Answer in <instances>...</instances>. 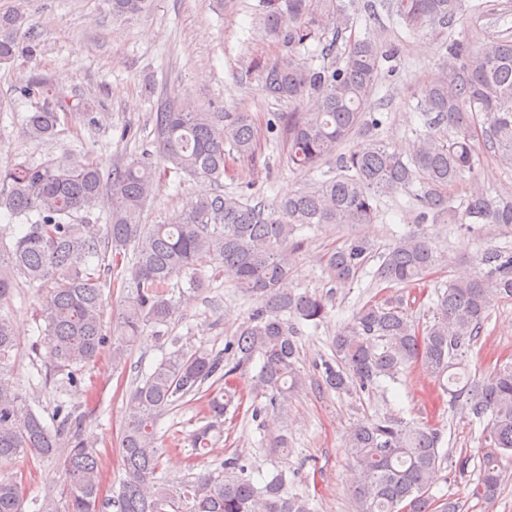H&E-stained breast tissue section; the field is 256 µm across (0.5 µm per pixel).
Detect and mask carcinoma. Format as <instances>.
<instances>
[{"mask_svg": "<svg viewBox=\"0 0 512 512\" xmlns=\"http://www.w3.org/2000/svg\"><path fill=\"white\" fill-rule=\"evenodd\" d=\"M106 2L112 17L130 20L154 0ZM388 7L407 30L437 36L451 32L470 11L468 0H388ZM349 8L344 0H262L264 29L288 54L252 65L267 97L296 108L272 113L266 125L287 146L288 164L297 171L329 164L336 174L328 179L271 203L221 191L204 194L177 224L144 223L147 202L170 174L219 185L230 174L227 157L251 164L259 158L260 136L250 113L211 112L187 96L150 114L155 149L115 163L106 178L85 157L0 165V210L22 221L18 234L0 228V463L58 462L62 483L48 489L38 512H57L59 496L67 512H103L107 502L101 498L97 442L86 433L82 415L59 404L57 426H47L11 374L18 349L11 302L20 284L41 290L40 342L50 348L45 376L74 386L108 344L113 368H125L146 330L180 313L175 290L182 283L197 294L221 272L232 275L237 288L259 300L228 345L236 361L177 349L136 381L120 439L124 478L113 503L117 512H311L307 500L285 490L283 473L258 487L236 455L224 459L217 473L168 483L158 477L157 420L190 395L204 397L205 424L189 434L188 443L191 454H205L235 399L229 381L255 358L260 368L251 383L255 399L265 402L254 406L253 420L287 406L302 384L289 319L317 325L328 307L326 298L288 287L301 245L297 231L314 224H369L379 198L416 184L423 222L512 229L511 195L474 193L457 207L448 198V188L476 169L478 141L501 166L512 168V38L481 43L473 60L466 43L448 38L442 76L417 94L425 131L404 157L378 136L382 121L370 109L391 52L367 36L349 41L338 59L318 67L299 55L315 41L329 56L351 28ZM39 51L40 35L25 8L0 13V64ZM16 92L35 103L21 119L30 140L56 137L65 114L91 127L98 123L94 113L69 103L40 78L22 81ZM442 126L448 135L438 132ZM354 136L360 145L345 150ZM97 210L106 222L101 236L83 223ZM372 252L367 240L351 238L329 256V269L337 282H348ZM440 261L428 235L406 236L379 256L373 277L379 286H412ZM112 286L121 289L123 300L108 327L104 289ZM507 298L512 251L494 247L483 250L473 276L448 280L437 294L433 320L423 328L411 320L403 299L369 301L336 334L335 362H324L323 382L339 393L368 392L415 365L447 377L448 403L480 421L488 418L485 431L494 451L482 458L472 494L490 498L505 477L500 459L512 456V361L480 382L467 360L491 307ZM441 438L437 428L392 417L355 425L347 436L357 475L355 512H433L427 491L441 468ZM22 502V478L0 475V512H23Z\"/></svg>", "mask_w": 512, "mask_h": 512, "instance_id": "1", "label": "carcinoma"}]
</instances>
